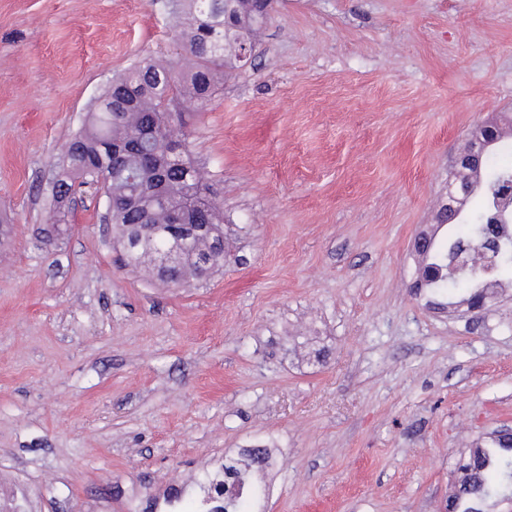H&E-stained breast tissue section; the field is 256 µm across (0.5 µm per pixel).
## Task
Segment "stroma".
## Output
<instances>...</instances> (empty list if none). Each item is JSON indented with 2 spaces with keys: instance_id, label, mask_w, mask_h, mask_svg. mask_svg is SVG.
I'll list each match as a JSON object with an SVG mask.
<instances>
[{
  "instance_id": "obj_1",
  "label": "stroma",
  "mask_w": 512,
  "mask_h": 512,
  "mask_svg": "<svg viewBox=\"0 0 512 512\" xmlns=\"http://www.w3.org/2000/svg\"><path fill=\"white\" fill-rule=\"evenodd\" d=\"M180 56L169 0H0V478L37 512H127L269 447L251 512H446L512 426V295L417 287L452 156L512 113V0H274L184 132L233 245L182 286L121 266L105 199L38 240L111 83Z\"/></svg>"
}]
</instances>
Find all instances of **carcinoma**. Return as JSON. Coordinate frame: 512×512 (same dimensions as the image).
<instances>
[{
  "mask_svg": "<svg viewBox=\"0 0 512 512\" xmlns=\"http://www.w3.org/2000/svg\"><path fill=\"white\" fill-rule=\"evenodd\" d=\"M272 2L263 12L239 9L234 22L240 28L268 18ZM173 12L180 18L182 45L180 70L145 62L112 80L96 109L88 113L81 130L72 138L78 144L70 159L73 179L80 184L99 182L112 201L111 221L119 241L126 244L124 265L155 269L158 250L166 246L168 224L195 223L197 207L209 203L210 187L193 158L189 142L176 135L174 103L194 99L203 107L217 87L246 65L231 22L224 17V0H177ZM457 189L482 192L487 205L467 223L466 234L448 240V245L481 239L506 184H512V169L490 165L485 172L463 169L453 174ZM68 214L57 206L51 223L42 229L61 235L68 226ZM224 264V212L213 209L210 226L188 239L181 263L172 268L167 282L174 285L199 281L207 269ZM489 263L472 262L453 277L431 284L440 293L454 289L459 280L478 279ZM259 466V457L243 454L222 470H208L198 482L207 495L224 494L223 512H244L238 495L250 485L249 477ZM454 493L448 512H484V506L512 487V435L497 434L490 445L474 448L469 459L452 475Z\"/></svg>",
  "mask_w": 512,
  "mask_h": 512,
  "instance_id": "cac0c4a2",
  "label": "carcinoma"
}]
</instances>
